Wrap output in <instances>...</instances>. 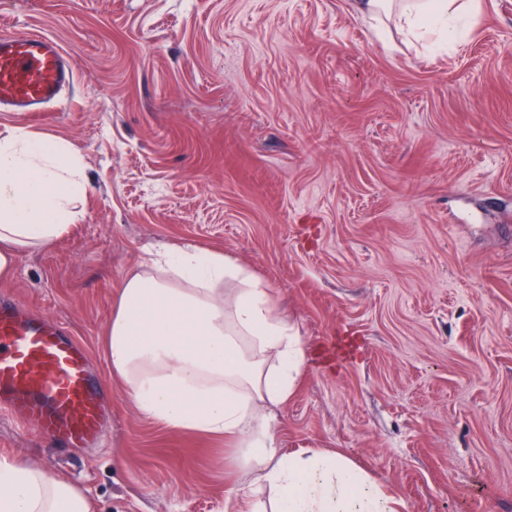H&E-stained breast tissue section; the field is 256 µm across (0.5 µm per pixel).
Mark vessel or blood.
<instances>
[{"mask_svg":"<svg viewBox=\"0 0 512 512\" xmlns=\"http://www.w3.org/2000/svg\"><path fill=\"white\" fill-rule=\"evenodd\" d=\"M75 62L51 37L0 33V112H39L74 81ZM85 349L64 326L20 311L0 294V410L45 441L86 448L102 409Z\"/></svg>","mask_w":512,"mask_h":512,"instance_id":"vessel-or-blood-1","label":"vessel or blood"}]
</instances>
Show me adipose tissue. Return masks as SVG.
Wrapping results in <instances>:
<instances>
[{
  "mask_svg": "<svg viewBox=\"0 0 512 512\" xmlns=\"http://www.w3.org/2000/svg\"><path fill=\"white\" fill-rule=\"evenodd\" d=\"M372 19L398 12L414 33L457 41L463 0H353ZM82 162L59 141L0 140V277L80 219ZM114 378L143 415L224 438L252 470L272 512H405L342 453L280 448L268 405L294 395L307 364L298 329L273 288L230 256L193 246L157 254L125 276L105 336ZM0 512H91L74 485L21 461H0Z\"/></svg>",
  "mask_w": 512,
  "mask_h": 512,
  "instance_id": "obj_1",
  "label": "adipose tissue"
}]
</instances>
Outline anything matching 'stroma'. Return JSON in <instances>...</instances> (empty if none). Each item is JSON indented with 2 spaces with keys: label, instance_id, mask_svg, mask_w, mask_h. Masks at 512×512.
Returning <instances> with one entry per match:
<instances>
[{
  "label": "stroma",
  "instance_id": "35a3bbf8",
  "mask_svg": "<svg viewBox=\"0 0 512 512\" xmlns=\"http://www.w3.org/2000/svg\"><path fill=\"white\" fill-rule=\"evenodd\" d=\"M463 43L384 35L351 0H0L77 64L44 112L78 155L79 224L0 280L62 323L102 382L88 448L0 419V459L92 512H231L254 474L223 440L144 416L103 347L125 274L221 249L275 289L308 354L281 448L341 451L406 512H512V0Z\"/></svg>",
  "mask_w": 512,
  "mask_h": 512
}]
</instances>
